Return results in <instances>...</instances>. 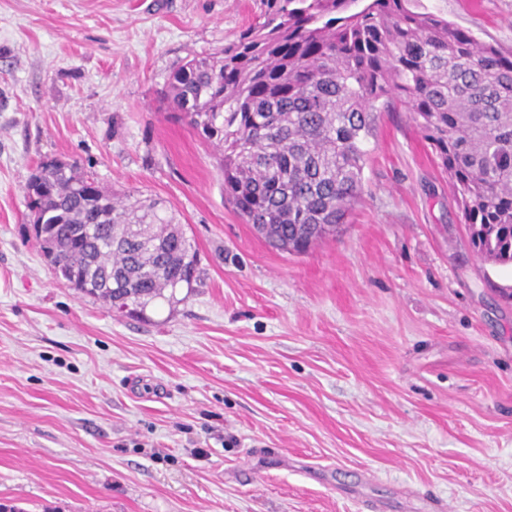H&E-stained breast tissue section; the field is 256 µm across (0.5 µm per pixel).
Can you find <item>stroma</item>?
<instances>
[{
	"label": "stroma",
	"instance_id": "1",
	"mask_svg": "<svg viewBox=\"0 0 512 512\" xmlns=\"http://www.w3.org/2000/svg\"><path fill=\"white\" fill-rule=\"evenodd\" d=\"M417 8L512 48V0ZM261 10L0 0V512H512V268L473 252L406 108L379 110L361 199L302 255L164 111ZM45 158L161 201L196 288L141 321L56 279L23 191Z\"/></svg>",
	"mask_w": 512,
	"mask_h": 512
}]
</instances>
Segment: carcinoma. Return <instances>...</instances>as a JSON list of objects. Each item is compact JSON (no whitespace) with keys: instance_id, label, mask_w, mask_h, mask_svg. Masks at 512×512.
<instances>
[{"instance_id":"cac0c4a2","label":"carcinoma","mask_w":512,"mask_h":512,"mask_svg":"<svg viewBox=\"0 0 512 512\" xmlns=\"http://www.w3.org/2000/svg\"><path fill=\"white\" fill-rule=\"evenodd\" d=\"M415 0H264L261 18L170 77L167 108L222 148L224 201L302 254L363 190L376 103L400 101L448 172L481 257L512 265V50ZM56 279L143 315L200 280L198 252L158 204L125 206L76 163L24 184Z\"/></svg>"}]
</instances>
